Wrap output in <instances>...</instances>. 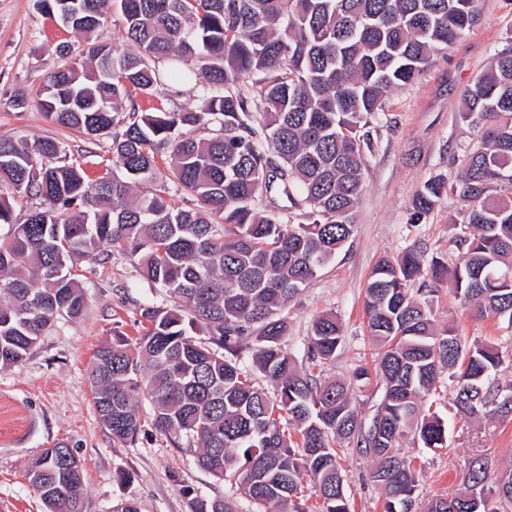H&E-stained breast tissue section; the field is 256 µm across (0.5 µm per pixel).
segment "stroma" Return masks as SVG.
I'll return each instance as SVG.
<instances>
[{"label":"stroma","instance_id":"stroma-1","mask_svg":"<svg viewBox=\"0 0 512 512\" xmlns=\"http://www.w3.org/2000/svg\"><path fill=\"white\" fill-rule=\"evenodd\" d=\"M482 19L447 52L434 57L410 86L392 94L374 124L367 152L366 188L349 243L283 311L288 325L286 348L302 355L312 322L323 312L336 313L345 341L329 365V375L346 378L371 363L373 348L364 314L365 288L377 260L411 244L428 252L448 249L459 205L447 199L427 223L411 225L408 209L424 181L437 174L455 175L479 134L459 119L462 93L486 70L512 33V0H481ZM89 42L60 17L48 15L40 0H0V135L64 143L89 180L112 167V138L88 137L50 122L36 104L46 75L62 63L57 46L70 58L87 60ZM201 77L162 85L152 98H136L140 111L157 106L168 111L200 108ZM26 97L27 106L13 101ZM74 269L87 299L84 313L58 320L21 363L0 370V512H45L29 485L28 459L57 442H66L81 460L86 482V512H114L131 499L140 512H192L195 498L232 495L236 512H255L242 492L201 470L196 454L175 447L153 428L136 442L113 441L95 407L88 369L99 346L115 333L134 339L142 331V307H170L171 298L141 281L124 254L109 260L79 259ZM440 325L454 323L467 341H483L512 352V324L475 319L448 290L432 303ZM424 412L448 425L446 448L429 450L405 443L418 472L421 500L454 497L461 492L473 459L494 466L512 464V413L468 416L453 404L451 383L441 379L426 397ZM351 512H382L381 492L367 479L370 457L344 448Z\"/></svg>","mask_w":512,"mask_h":512}]
</instances>
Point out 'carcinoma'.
Returning <instances> with one entry per match:
<instances>
[{
  "label": "carcinoma",
  "instance_id": "obj_1",
  "mask_svg": "<svg viewBox=\"0 0 512 512\" xmlns=\"http://www.w3.org/2000/svg\"><path fill=\"white\" fill-rule=\"evenodd\" d=\"M91 34L119 10L134 50L93 48L95 66L71 61L50 72L37 104L52 123L106 135L136 94L203 75L198 110L132 111L112 134V175L90 182L52 139L0 136V369L21 361L57 319L86 299L76 260L115 252L138 276L176 299L146 307L134 343L101 345L88 370L93 404L112 439L136 441L153 405L154 429L196 446L198 465L236 481L258 512H350L346 443L374 459L368 480L384 512H413L418 473L408 438L442 449L445 422L422 413L443 373L458 410L512 412L495 373L503 351L467 343L436 324L429 304L446 287L478 316L512 324V36L463 92L462 121L483 128L455 177L417 190L408 223L423 224L442 200L461 205L448 251L420 246L383 257L365 291L367 329L383 397L365 422L352 390L328 380L344 336L336 314L313 321L301 361L284 347L282 311L345 247L365 190L370 124L388 96L418 79L481 18L479 0H77ZM255 76L249 94L241 82ZM206 131L199 137L196 132ZM165 159L161 168L159 158ZM280 191L290 206H275ZM38 198L23 223L14 203ZM460 262L448 267V253ZM248 361L273 391L257 385ZM47 512H86L83 465L62 467L46 448L27 463ZM192 512H235L229 497H199ZM424 512H512V468L474 460L465 489Z\"/></svg>",
  "mask_w": 512,
  "mask_h": 512
}]
</instances>
